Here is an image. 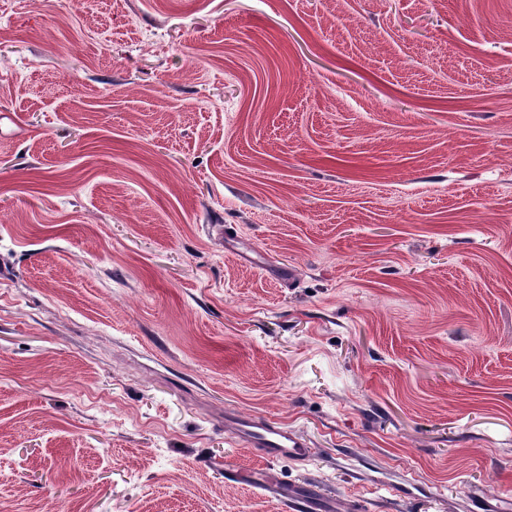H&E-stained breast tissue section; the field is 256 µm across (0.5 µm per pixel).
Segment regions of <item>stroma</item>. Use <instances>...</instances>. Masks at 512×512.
Returning a JSON list of instances; mask_svg holds the SVG:
<instances>
[{"mask_svg":"<svg viewBox=\"0 0 512 512\" xmlns=\"http://www.w3.org/2000/svg\"><path fill=\"white\" fill-rule=\"evenodd\" d=\"M288 488L512 512V0H0V512ZM225 432L268 457L304 461L311 455V448L294 431L270 419L236 414L225 419Z\"/></svg>","mask_w":512,"mask_h":512,"instance_id":"obj_1","label":"stroma"}]
</instances>
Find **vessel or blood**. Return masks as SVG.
<instances>
[{
    "label": "vessel or blood",
    "instance_id": "b4317fda",
    "mask_svg": "<svg viewBox=\"0 0 512 512\" xmlns=\"http://www.w3.org/2000/svg\"><path fill=\"white\" fill-rule=\"evenodd\" d=\"M225 431L232 438L241 440L272 458L303 461L311 455L306 442L294 431L269 419L237 414L226 419Z\"/></svg>",
    "mask_w": 512,
    "mask_h": 512
}]
</instances>
